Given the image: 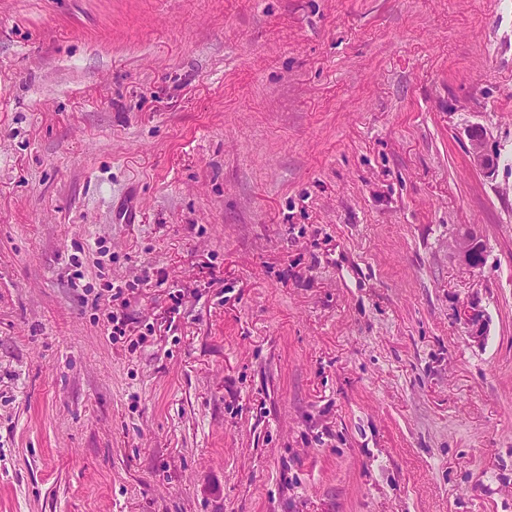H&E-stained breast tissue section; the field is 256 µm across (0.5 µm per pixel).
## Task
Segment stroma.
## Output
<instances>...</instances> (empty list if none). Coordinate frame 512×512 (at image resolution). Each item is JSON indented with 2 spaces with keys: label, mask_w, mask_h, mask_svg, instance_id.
Segmentation results:
<instances>
[{
  "label": "stroma",
  "mask_w": 512,
  "mask_h": 512,
  "mask_svg": "<svg viewBox=\"0 0 512 512\" xmlns=\"http://www.w3.org/2000/svg\"><path fill=\"white\" fill-rule=\"evenodd\" d=\"M0 512H512V0H0ZM469 154L473 166L483 172L489 173L492 169L494 155L489 153L486 142V131L481 127L474 128L469 133Z\"/></svg>",
  "instance_id": "obj_1"
}]
</instances>
